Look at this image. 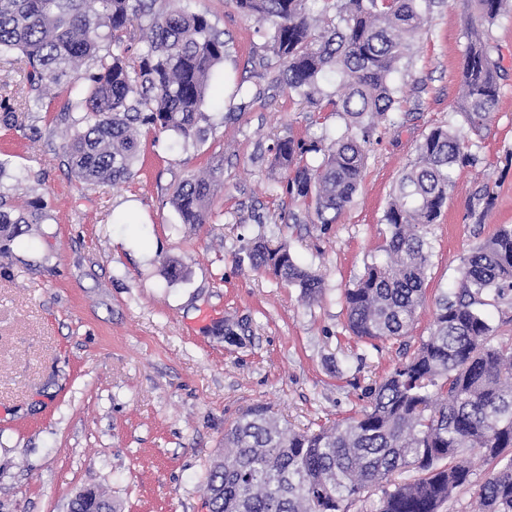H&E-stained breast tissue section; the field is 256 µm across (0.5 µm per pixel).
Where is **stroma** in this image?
I'll return each instance as SVG.
<instances>
[{"instance_id": "35a3bbf8", "label": "stroma", "mask_w": 512, "mask_h": 512, "mask_svg": "<svg viewBox=\"0 0 512 512\" xmlns=\"http://www.w3.org/2000/svg\"><path fill=\"white\" fill-rule=\"evenodd\" d=\"M186 6L207 12L226 42L201 143L183 150L170 133L142 130L134 178L93 186L64 162L70 130L58 113L20 112L16 129L0 125V161L17 197L41 196L52 214L0 240V512H66L88 487L116 512H208L206 474L242 410L267 406L296 431L355 416L367 389L429 336L463 257L512 226L507 11L487 32L502 60L498 105L481 132L464 130L478 161L458 171L439 221L423 229L432 258L411 333L352 336L343 292L381 254L399 176L426 133L462 122L463 0L428 14L409 62L392 74L399 102L373 136L352 203L329 225L288 196L273 147L288 136L328 146L343 119L269 87L260 64L268 27L233 0ZM192 173L217 178L215 223H182L169 203ZM258 239L287 246L322 276L317 303L253 270ZM172 264L179 280L168 278Z\"/></svg>"}]
</instances>
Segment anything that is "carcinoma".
I'll list each match as a JSON object with an SVG mask.
<instances>
[{
  "instance_id": "1",
  "label": "carcinoma",
  "mask_w": 512,
  "mask_h": 512,
  "mask_svg": "<svg viewBox=\"0 0 512 512\" xmlns=\"http://www.w3.org/2000/svg\"><path fill=\"white\" fill-rule=\"evenodd\" d=\"M0 0V63L19 52L28 66L26 111L45 108L46 89L63 95L59 112L73 130L67 165L89 185L116 184L137 174L142 129L169 132L185 150L204 140L209 79L224 62L225 44L205 12L182 0ZM243 13L269 24L265 51L275 81L308 107L322 102L345 122L347 135L323 149L291 136L274 147V167L287 174L288 195L314 206L321 224H333L352 202L376 129L398 103L391 75L412 54L435 0H342L320 24L308 0H234ZM473 15L457 108L473 131L484 127L498 102L500 60L492 57L485 27L509 8L508 0H467ZM148 20L151 37L135 56L125 37ZM342 77L336 98L320 80ZM20 111L0 94L6 125ZM323 152L317 166L304 160ZM476 163L456 126L435 127L417 160L399 177L383 221L384 260L366 265L345 289L347 327L368 340L409 335L425 296L430 246L421 234L437 223L455 189L456 170ZM0 162V239L21 225L50 219L36 195L19 203L3 182ZM214 181L193 175L175 187L169 203L184 224H208ZM249 258L300 288L308 302L323 293L322 279L301 267L285 246L254 242ZM512 294V228L475 245L459 267L456 288L437 302L427 339L369 388L356 417L317 432L283 428L263 405L242 411L224 430V457L206 476L209 512H347L372 488H382L375 512H439L468 483L469 457L493 468L479 487L481 512H512V344L494 346L484 307ZM413 469L416 477L392 476ZM71 512H115L95 490L70 502Z\"/></svg>"
}]
</instances>
